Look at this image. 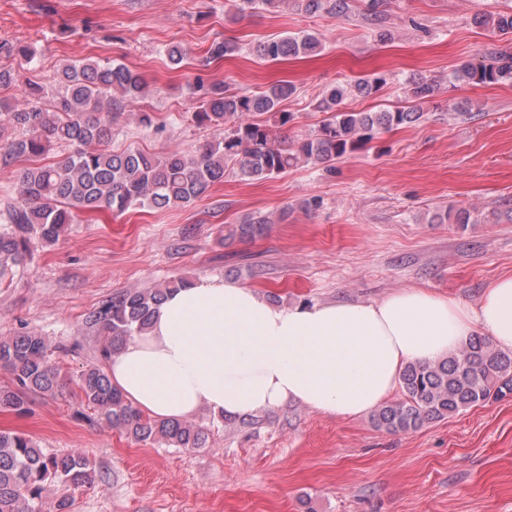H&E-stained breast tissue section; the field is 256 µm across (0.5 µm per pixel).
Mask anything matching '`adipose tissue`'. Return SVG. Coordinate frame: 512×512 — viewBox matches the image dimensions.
<instances>
[{
    "label": "adipose tissue",
    "mask_w": 512,
    "mask_h": 512,
    "mask_svg": "<svg viewBox=\"0 0 512 512\" xmlns=\"http://www.w3.org/2000/svg\"><path fill=\"white\" fill-rule=\"evenodd\" d=\"M477 333L512 351V272L472 303L407 288L288 309L250 287L201 280L168 295L107 372L156 419L203 408L247 417L289 401L352 418L384 403L407 364L438 361Z\"/></svg>",
    "instance_id": "1"
}]
</instances>
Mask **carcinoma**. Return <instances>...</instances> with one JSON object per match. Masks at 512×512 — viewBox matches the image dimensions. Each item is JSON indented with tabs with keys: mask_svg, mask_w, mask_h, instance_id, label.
<instances>
[{
	"mask_svg": "<svg viewBox=\"0 0 512 512\" xmlns=\"http://www.w3.org/2000/svg\"><path fill=\"white\" fill-rule=\"evenodd\" d=\"M386 0H367L366 11L377 25V39L392 40L382 26ZM291 4L306 14L321 11L343 16L351 12V0H239L236 10L278 8ZM476 24L501 35L512 36V10L475 16ZM321 48L319 37L309 31L268 39L256 47L267 60L311 55ZM231 40L212 43L209 53L221 59L235 53ZM65 91L49 107L41 106L42 87L28 83L31 105L14 112V127L21 130L4 146L0 158L43 155L53 144L69 153L60 161L35 165L19 177L18 200L8 208L12 233L0 234V278L8 262H17L28 248L27 234L34 231L47 243L58 241L66 225L80 211L123 212L132 206L157 210L188 206L207 196L231 170L245 181L270 179L300 162L335 169L336 160L353 153L373 132L419 121L424 105L435 92L427 80L409 81V105L376 112H352L342 108L351 96L368 97L386 83L384 75L338 83L317 100V108L329 113L317 134L296 144L288 143L283 130L294 120L280 109L296 93L288 81L264 91L231 93L220 83L199 81V105L192 120L215 129L217 135L192 155L175 152L158 157L137 148L112 151L103 144L112 140V122L119 117L114 107L147 92L137 71L122 63L87 60L63 66L59 74ZM452 85L512 84V54L494 48L482 60L459 65L449 77ZM246 114L261 119L243 122ZM270 221L248 218L227 229L224 241H251L263 236ZM183 278L150 289H131L112 297L93 312L90 321L103 335L101 353L110 358L129 340L145 334L168 294L185 287ZM0 369L10 374V384L0 386V409L21 411L30 392L54 394L61 388V372L51 363L43 336L30 332L0 338ZM78 395L97 411L100 419L119 427L137 442L159 443L171 448H202L207 434L183 420L153 419L133 406L112 386L107 372L91 365L77 376ZM402 398L380 406L371 422L390 433H409L425 424L442 421L461 411L512 394V352H506L482 336H472L457 352L433 363H411L401 374ZM95 471L79 452L48 453L25 433L0 431V512H41V494L48 483L66 490L89 487Z\"/></svg>",
	"mask_w": 512,
	"mask_h": 512,
	"instance_id": "cac0c4a2",
	"label": "carcinoma"
}]
</instances>
